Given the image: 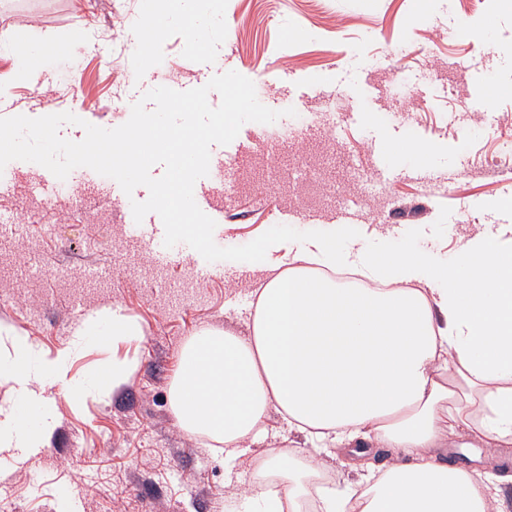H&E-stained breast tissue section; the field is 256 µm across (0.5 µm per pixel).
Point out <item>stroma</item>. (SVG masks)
Segmentation results:
<instances>
[{
  "mask_svg": "<svg viewBox=\"0 0 512 512\" xmlns=\"http://www.w3.org/2000/svg\"><path fill=\"white\" fill-rule=\"evenodd\" d=\"M0 0V44L39 49L34 66L0 58V117L70 112L112 129L157 86L186 91L234 70L282 118L239 139L242 188L229 195L218 246L250 243L273 226L334 231L350 207L363 240L387 239L452 263L465 239L492 224L512 231V94L481 100L482 87H512V0ZM108 26L116 42H96ZM205 36L188 42L189 28ZM57 53H43L48 39ZM127 48L117 54L116 45ZM294 116H287V109ZM391 134L404 148L373 166L372 141ZM438 170L466 159L451 186L412 177L420 159ZM0 215L27 225L26 242L0 232V323L27 331L47 353L74 347L64 380L43 395L56 430L20 457L0 447V512H231L224 456L176 424L169 391L182 348L206 327L244 332L253 285L241 264L196 271L180 243L167 266L150 250L160 224H125L132 201L102 175H68L51 209L33 212L43 166L13 161ZM68 224L62 250L50 225ZM119 308L143 334L117 344L83 335L86 316ZM138 366L103 403L75 405L113 361Z\"/></svg>",
  "mask_w": 512,
  "mask_h": 512,
  "instance_id": "35a3bbf8",
  "label": "stroma"
}]
</instances>
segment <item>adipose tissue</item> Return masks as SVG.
<instances>
[{
	"label": "adipose tissue",
	"instance_id": "adipose-tissue-1",
	"mask_svg": "<svg viewBox=\"0 0 512 512\" xmlns=\"http://www.w3.org/2000/svg\"><path fill=\"white\" fill-rule=\"evenodd\" d=\"M246 333L206 328L185 344L170 390L177 425L221 445L234 470L279 416L296 441L254 459L235 512H505L488 467L452 465L446 442L512 446V243L493 226L466 241L453 266L358 238L312 237L272 257ZM13 355L0 376L27 387L63 377L68 351L44 359L26 334L0 323ZM31 427L9 416L0 445L27 456L54 430L48 403L29 392ZM390 448L383 470L325 486L319 448Z\"/></svg>",
	"mask_w": 512,
	"mask_h": 512
}]
</instances>
